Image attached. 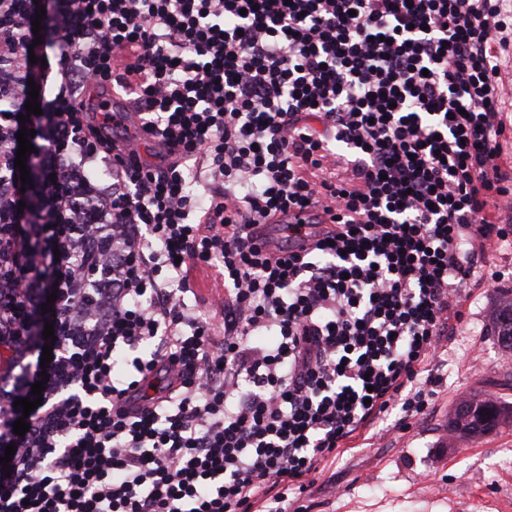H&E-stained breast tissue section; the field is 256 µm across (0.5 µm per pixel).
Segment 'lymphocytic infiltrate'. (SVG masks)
I'll return each mask as SVG.
<instances>
[{
    "label": "lymphocytic infiltrate",
    "mask_w": 512,
    "mask_h": 512,
    "mask_svg": "<svg viewBox=\"0 0 512 512\" xmlns=\"http://www.w3.org/2000/svg\"><path fill=\"white\" fill-rule=\"evenodd\" d=\"M511 29L502 0H0V512H288L426 414L512 245ZM502 65H501V82L499 84V91L502 96L504 104L505 118L507 127V137L502 141L503 145V163L502 171L512 178V43L506 52H501ZM511 116V127H510ZM511 128V132H510ZM193 282L195 292L202 303L201 310L215 312L214 305L218 300V295L223 293V288L216 284L211 270L199 266L193 271Z\"/></svg>",
    "instance_id": "1"
}]
</instances>
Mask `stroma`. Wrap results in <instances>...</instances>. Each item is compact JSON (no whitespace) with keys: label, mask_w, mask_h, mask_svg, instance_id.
Wrapping results in <instances>:
<instances>
[{"label":"stroma","mask_w":512,"mask_h":512,"mask_svg":"<svg viewBox=\"0 0 512 512\" xmlns=\"http://www.w3.org/2000/svg\"><path fill=\"white\" fill-rule=\"evenodd\" d=\"M487 260L512 288V248L491 250ZM500 287L472 289L462 325L443 340L433 408L408 430L341 455L299 495L307 512H512V426L467 441L448 435V415L464 396L512 404V351L489 323Z\"/></svg>","instance_id":"obj_1"}]
</instances>
